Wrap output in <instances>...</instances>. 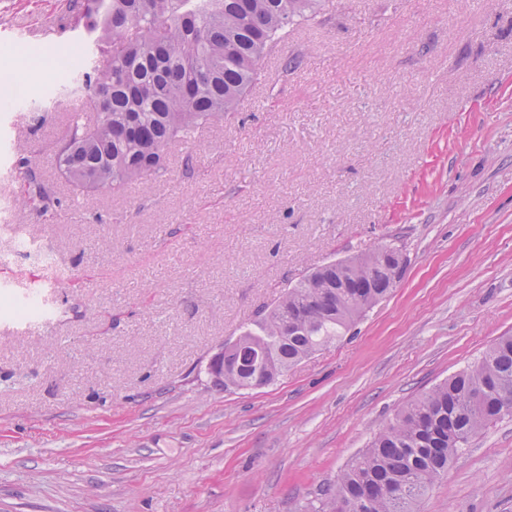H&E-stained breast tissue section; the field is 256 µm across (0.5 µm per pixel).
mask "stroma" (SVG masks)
<instances>
[{
	"label": "stroma",
	"mask_w": 512,
	"mask_h": 512,
	"mask_svg": "<svg viewBox=\"0 0 512 512\" xmlns=\"http://www.w3.org/2000/svg\"><path fill=\"white\" fill-rule=\"evenodd\" d=\"M5 46L51 75L0 84V512H315L398 410L512 335V0H325L239 112L118 194L55 166L57 86L92 49L62 0H0ZM21 157L59 207H22ZM394 241L403 278L350 335L271 385L214 383L289 284ZM418 510L512 512V418Z\"/></svg>",
	"instance_id": "35a3bbf8"
}]
</instances>
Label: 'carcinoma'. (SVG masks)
Here are the masks:
<instances>
[{
    "mask_svg": "<svg viewBox=\"0 0 512 512\" xmlns=\"http://www.w3.org/2000/svg\"><path fill=\"white\" fill-rule=\"evenodd\" d=\"M321 0H67L74 24L108 49L105 61L76 55L59 94L81 93L105 119L74 112L56 165L76 192H120L167 170L170 145L190 130L224 124L256 82L260 62L288 26L319 13ZM25 207L58 206L27 160ZM373 252L307 274L239 342L261 356L228 388L267 385L337 340L397 284ZM512 416V336L473 365L397 412L327 490L317 512H417V505L469 440Z\"/></svg>",
    "mask_w": 512,
    "mask_h": 512,
    "instance_id": "obj_1",
    "label": "carcinoma"
}]
</instances>
